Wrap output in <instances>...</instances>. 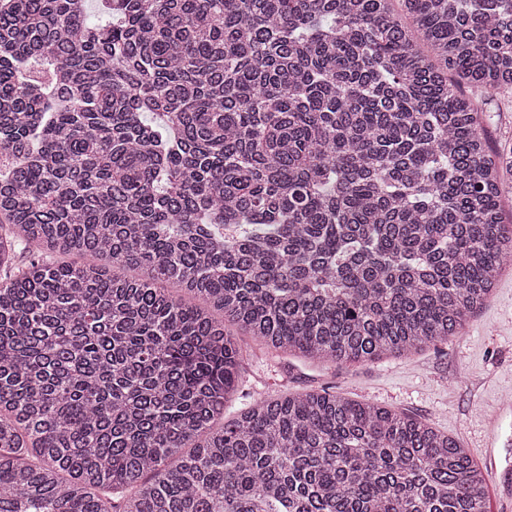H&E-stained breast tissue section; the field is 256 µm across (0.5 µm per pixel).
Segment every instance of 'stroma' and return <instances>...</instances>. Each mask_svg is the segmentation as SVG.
Instances as JSON below:
<instances>
[{
    "label": "stroma",
    "instance_id": "1",
    "mask_svg": "<svg viewBox=\"0 0 512 512\" xmlns=\"http://www.w3.org/2000/svg\"><path fill=\"white\" fill-rule=\"evenodd\" d=\"M238 342L244 360L226 417L279 391L325 388L424 418L474 456L490 437L488 416L502 395L512 393V268L501 273L492 296L458 335L410 357L332 366L264 353L247 336Z\"/></svg>",
    "mask_w": 512,
    "mask_h": 512
}]
</instances>
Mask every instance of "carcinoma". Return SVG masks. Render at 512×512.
I'll list each match as a JSON object with an SVG mask.
<instances>
[{
  "label": "carcinoma",
  "mask_w": 512,
  "mask_h": 512,
  "mask_svg": "<svg viewBox=\"0 0 512 512\" xmlns=\"http://www.w3.org/2000/svg\"><path fill=\"white\" fill-rule=\"evenodd\" d=\"M100 5L0 9V512H484L414 415L224 422L228 326L327 365L464 328L512 262L470 94L512 90V0Z\"/></svg>",
  "instance_id": "1"
}]
</instances>
